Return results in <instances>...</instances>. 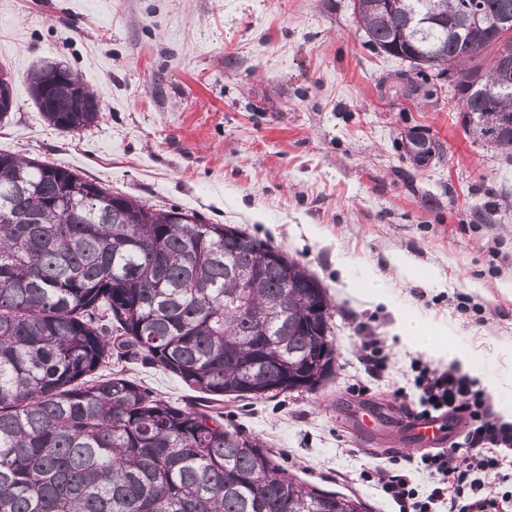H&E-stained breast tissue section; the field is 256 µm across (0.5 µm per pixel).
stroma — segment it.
<instances>
[{
  "instance_id": "obj_1",
  "label": "stroma",
  "mask_w": 512,
  "mask_h": 512,
  "mask_svg": "<svg viewBox=\"0 0 512 512\" xmlns=\"http://www.w3.org/2000/svg\"><path fill=\"white\" fill-rule=\"evenodd\" d=\"M46 62L97 91V125L43 120L26 75ZM0 70L15 94L0 151L239 225L327 288L334 375L219 403L225 428L259 438L288 474L397 512L366 474L423 453L398 433L419 410L414 367L463 371L403 342L399 316L482 352L512 385V160L465 132L453 77L369 44L352 0H0ZM371 277L384 301L350 291ZM372 336L387 357L377 377ZM126 370L189 400L158 368Z\"/></svg>"
}]
</instances>
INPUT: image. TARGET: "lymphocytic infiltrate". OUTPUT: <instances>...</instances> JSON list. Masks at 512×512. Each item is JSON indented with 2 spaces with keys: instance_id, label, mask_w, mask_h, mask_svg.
Here are the masks:
<instances>
[{
  "instance_id": "1",
  "label": "lymphocytic infiltrate",
  "mask_w": 512,
  "mask_h": 512,
  "mask_svg": "<svg viewBox=\"0 0 512 512\" xmlns=\"http://www.w3.org/2000/svg\"><path fill=\"white\" fill-rule=\"evenodd\" d=\"M426 410L454 411L473 421L467 435L469 455L446 448L423 456L422 463L434 487L427 498H419L409 470L382 471L377 482L382 492L399 507V512H429L434 503L455 512L461 494L475 503L485 499L484 475L495 472L512 452V423L497 417L489 404L473 392L470 382L451 371L422 369L417 378Z\"/></svg>"
}]
</instances>
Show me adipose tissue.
I'll use <instances>...</instances> for the list:
<instances>
[{
    "label": "adipose tissue",
    "instance_id": "ef3b65f1",
    "mask_svg": "<svg viewBox=\"0 0 512 512\" xmlns=\"http://www.w3.org/2000/svg\"><path fill=\"white\" fill-rule=\"evenodd\" d=\"M397 332L402 339L407 340L414 349L426 353L437 354L448 360L459 361L478 376H484L486 385L494 392L500 404L507 412H512V388L502 385L500 381L485 377L481 365L476 364L474 357L460 347L448 344L446 338L424 331L416 320L410 317L401 318L397 324Z\"/></svg>",
    "mask_w": 512,
    "mask_h": 512
}]
</instances>
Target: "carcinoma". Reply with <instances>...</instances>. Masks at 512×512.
<instances>
[{
    "label": "carcinoma",
    "instance_id": "cac0c4a2",
    "mask_svg": "<svg viewBox=\"0 0 512 512\" xmlns=\"http://www.w3.org/2000/svg\"><path fill=\"white\" fill-rule=\"evenodd\" d=\"M464 0H353L368 42L456 76L464 127L512 158L498 34ZM512 18V0H481ZM44 120L95 125L67 68L27 75ZM148 205L55 162L0 151V512H367L286 474L207 404L312 390L334 372L326 288L245 230ZM161 368L180 405L112 371Z\"/></svg>",
    "mask_w": 512,
    "mask_h": 512
}]
</instances>
